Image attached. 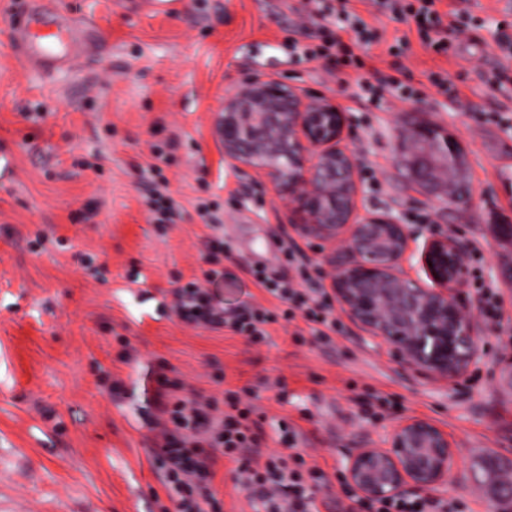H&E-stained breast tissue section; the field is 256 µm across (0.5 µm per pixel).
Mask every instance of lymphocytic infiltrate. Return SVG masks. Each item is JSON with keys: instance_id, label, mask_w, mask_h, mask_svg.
<instances>
[{"instance_id": "1", "label": "lymphocytic infiltrate", "mask_w": 512, "mask_h": 512, "mask_svg": "<svg viewBox=\"0 0 512 512\" xmlns=\"http://www.w3.org/2000/svg\"><path fill=\"white\" fill-rule=\"evenodd\" d=\"M437 0H377L382 13L415 25L420 42L439 55H450L459 34L473 26V18L461 14L446 21L436 7ZM307 12L325 32L322 45L312 49L293 43V54L320 56L343 66L363 69L364 59L355 51L373 42V29L348 8V0H307ZM351 34L342 41L341 31ZM198 212L212 234L206 242L202 276L186 287L175 289L171 304L173 315L183 324L210 329L224 328L254 342L269 338L268 324L278 319L293 320L302 315L308 333L317 342L329 341L336 330L332 307L325 290L297 264V280H289L267 268L248 264L244 271L256 285L280 303L279 309L246 305L233 312L219 310L208 289L223 277L226 251L222 222L206 203ZM157 414L149 425L153 434V459L163 477L168 496L176 512H216L219 502L214 490L215 466L219 459H232L236 486L257 492L263 512H319L318 495L329 483L321 469L302 472L297 466L298 452L264 454L266 442L252 405L243 403L238 392L225 391L223 397L205 395L171 381L165 373L156 378Z\"/></svg>"}]
</instances>
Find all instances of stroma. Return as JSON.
Returning <instances> with one entry per match:
<instances>
[{
    "instance_id": "stroma-1",
    "label": "stroma",
    "mask_w": 512,
    "mask_h": 512,
    "mask_svg": "<svg viewBox=\"0 0 512 512\" xmlns=\"http://www.w3.org/2000/svg\"><path fill=\"white\" fill-rule=\"evenodd\" d=\"M305 2L182 0L165 15L144 0H0V148L15 169L0 182V512H175L148 430L161 369L207 395L238 391L257 407L269 448L285 449L280 422L295 426L299 452L330 483L320 512H370L350 499L341 463L363 443L382 445L391 424L410 417L440 427L456 453L439 497L500 512L470 472L487 456L512 464V188L498 180L500 167L512 168V136L486 121L503 93L482 80L501 62L496 28L512 9L504 0H444L443 9L483 22L447 59L373 0H351L380 36L367 64L384 76L406 65L424 92L364 109L353 101L355 83L337 82L333 62L289 57L291 42L319 38ZM36 7L71 28L70 65L38 70L13 52L14 28ZM403 37L406 58L388 54ZM438 68L458 85L457 103L430 85ZM257 73L344 113L359 212L397 214L420 243L442 228L467 244L458 302L476 320L486 356L463 377L434 382L411 372L341 314L328 343L305 335L300 318L270 325L268 342L252 343L168 316L174 289L198 273L205 250L200 201L220 215L229 247L211 286L224 310L273 305L242 270L254 256L291 278V246L330 273L328 244L289 237L286 203L261 172H238L214 133L225 97ZM415 122L445 129L463 148L467 207L409 188L400 133ZM162 179L181 207L164 230L146 206ZM88 209L90 221L73 222ZM77 252L88 266L74 262ZM486 288L499 299L495 324L483 315ZM233 468L227 458L215 466L219 512H262L258 494L235 487Z\"/></svg>"
}]
</instances>
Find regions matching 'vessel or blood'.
I'll return each instance as SVG.
<instances>
[{
  "label": "vessel or blood",
  "instance_id": "obj_1",
  "mask_svg": "<svg viewBox=\"0 0 512 512\" xmlns=\"http://www.w3.org/2000/svg\"><path fill=\"white\" fill-rule=\"evenodd\" d=\"M67 39V31L40 9L25 15L15 29L13 43L32 66L45 69L68 62Z\"/></svg>",
  "mask_w": 512,
  "mask_h": 512
}]
</instances>
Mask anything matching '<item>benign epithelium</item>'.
<instances>
[{"label": "benign epithelium", "mask_w": 512, "mask_h": 512, "mask_svg": "<svg viewBox=\"0 0 512 512\" xmlns=\"http://www.w3.org/2000/svg\"><path fill=\"white\" fill-rule=\"evenodd\" d=\"M345 117L336 105L302 94L269 75H255L224 98L215 133L239 170H262L288 200V233L330 245L325 262L341 311L367 337L392 346L411 370L452 381L485 358L475 322L457 301L464 282L466 244L445 233L429 236L419 253L428 281L404 277L401 262L414 237L390 214H361L353 155L342 145ZM410 182L442 195L443 177L455 203L462 179V149L426 123L402 132ZM456 467L448 436L423 419L394 423L386 447L352 449L342 463L349 489L365 501H392L444 485Z\"/></svg>", "instance_id": "benign-epithelium-1"}]
</instances>
